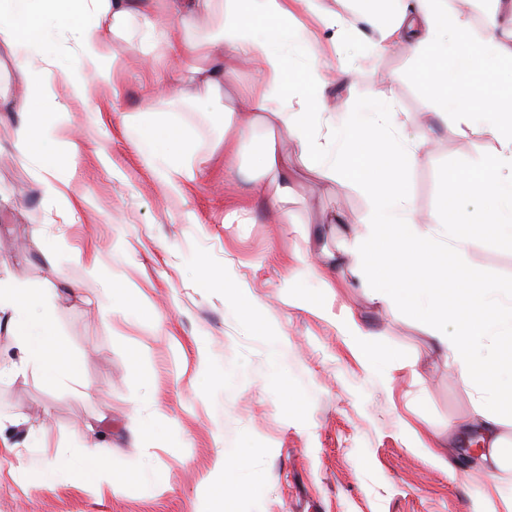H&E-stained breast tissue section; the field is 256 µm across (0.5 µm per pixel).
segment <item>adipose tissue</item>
Instances as JSON below:
<instances>
[{
    "mask_svg": "<svg viewBox=\"0 0 512 512\" xmlns=\"http://www.w3.org/2000/svg\"><path fill=\"white\" fill-rule=\"evenodd\" d=\"M341 11L321 0H0V47L13 56L23 82L14 96L0 79V112L16 121L14 145L23 153L44 195L66 203L70 223L79 210L58 172L57 145L69 134L66 104L56 101L55 82L83 95V71L65 60L90 61L99 82L116 80L111 44L150 46L142 70L156 98L173 103L205 95L202 111L224 121L222 152L198 154L194 132L169 114L141 112L128 125L131 141L153 174L175 194L198 183L210 165L237 169L238 144L257 126L273 133L258 147L253 188L277 223L289 221L298 169L336 191L365 200L350 221L344 252L372 300L412 317L424 335L448 352L462 381L479 394L481 460L499 466L512 456L499 435L512 413V289L495 287L473 257L496 245V232L512 235V0H481L485 24L472 34L471 20L448 0H339ZM205 12L224 18L215 33L195 38ZM403 45L410 79L434 113L461 134L487 137L491 145L448 168L434 216L420 218L408 197L421 135L413 115L393 97L353 101L345 113L332 102L331 82L352 84L356 61ZM236 99L226 107L225 95ZM478 205L461 212L462 201ZM46 297L0 277V323L17 336L16 372L72 380L62 354L35 345L52 325ZM256 449L247 444L220 451L224 497H249Z\"/></svg>",
    "mask_w": 512,
    "mask_h": 512,
    "instance_id": "adipose-tissue-1",
    "label": "adipose tissue"
}]
</instances>
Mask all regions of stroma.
<instances>
[{"label":"stroma","instance_id":"35a3bbf8","mask_svg":"<svg viewBox=\"0 0 512 512\" xmlns=\"http://www.w3.org/2000/svg\"><path fill=\"white\" fill-rule=\"evenodd\" d=\"M115 51L122 95L89 82L87 96L70 103L80 136L59 148L80 223H68L65 208L40 194L10 128L0 127V276L56 293L50 335L74 362L80 384L74 393L36 371L10 373L15 338L0 331V441L16 448L0 474V512H224L217 450L244 435L258 450L257 497L240 501L237 512H478L492 484L512 483V467L462 464L474 445L469 428L478 401L446 354L410 317L372 301L352 261L337 265L332 290L289 278L301 260L324 264L341 253L347 225L319 218L356 214L363 198L336 194L303 170L288 204L292 223H269L244 175L267 137L261 127L239 149L238 174L215 170L223 191L202 181L184 197L172 196L125 131L126 117L161 104L137 53L123 45ZM357 67L354 92L332 88L337 111L349 96L382 94L396 96L405 111L429 110L408 77L403 48ZM485 144L435 124L410 180L412 207L434 211L446 168ZM238 204L247 213L236 218ZM232 288L251 296L248 318L226 306ZM104 292L138 307L141 318L85 303V295ZM345 309L380 358L401 354L406 364H394L387 377L367 375L328 319ZM272 354L276 374L267 368ZM279 377L290 405L274 389ZM160 414L174 419L180 436L153 450L167 487L151 496L130 427ZM18 416L24 425L12 427ZM95 422L112 436L119 480L97 486L94 468L80 461L70 485H41L33 460L51 463L62 449L81 447ZM422 441L446 445L454 469L419 451ZM14 470L24 474L22 483L11 479Z\"/></svg>","mask_w":512,"mask_h":512}]
</instances>
